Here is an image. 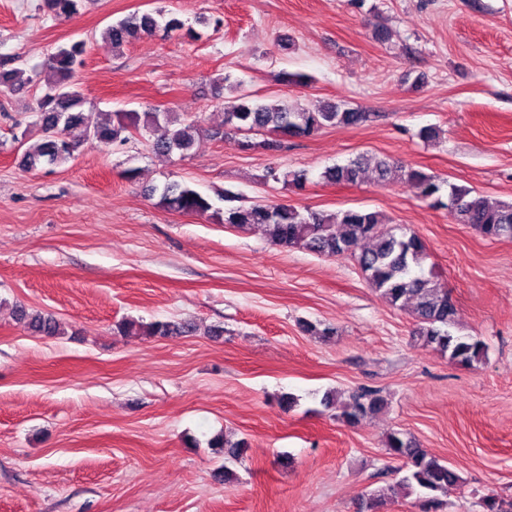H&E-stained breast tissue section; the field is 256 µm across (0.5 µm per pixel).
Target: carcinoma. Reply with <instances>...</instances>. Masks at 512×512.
<instances>
[{
    "mask_svg": "<svg viewBox=\"0 0 512 512\" xmlns=\"http://www.w3.org/2000/svg\"><path fill=\"white\" fill-rule=\"evenodd\" d=\"M83 0H42L43 10L58 19H70L79 14ZM167 33L186 30L194 39L192 29L185 28L179 18L167 15L159 9L152 12L134 13L103 31V36L119 47L157 29ZM85 42L74 41L61 46L49 58L55 80L49 83L38 98V124L43 133L42 142L22 156V166L35 170L38 166L60 164L68 161L74 152L89 142L124 144L132 132L140 129L162 131L152 143L160 154L178 151L188 153L194 146L196 124L179 119L172 112H115L112 120L91 123L84 114V94L74 80L77 69L83 63ZM11 61H0V87L14 89L25 70L9 67ZM370 119L367 112L343 109L328 103L313 112L301 108L288 97L273 102H263L255 95L241 92L225 106L224 126L236 132L269 131L286 137H310L329 126H359ZM373 163L377 182L387 183L394 177L407 182L418 198L432 207H447L463 224H471L489 239L512 238V202L491 203L468 188L436 179L420 170L404 168L386 158L372 161L358 157L342 165L327 168L322 177L336 184H356L360 181L368 163ZM268 176L292 186L298 191L308 181L303 171L277 174L271 167ZM448 188V202H443V188ZM149 194L158 196L157 204L167 210L182 214L218 215L209 197L202 195L186 183L171 182L163 187H152ZM224 214V223L236 228L260 226L275 246L281 248H305L328 257L350 255L356 260L368 285L380 293L392 306L413 302L417 317L413 336L423 347L438 351L448 361L471 367L486 357L485 345L467 335L457 333L456 309L448 289L434 274H425L423 265L428 257L424 242L414 233H407L392 224L382 213L365 210H345L335 213H302L286 204H260L231 208ZM19 319L28 323L31 330L45 336L65 334L61 323L50 313L15 306ZM119 329L129 336L164 337L178 336L188 326L172 321H155L148 324L126 321ZM386 406L380 392L363 388L352 393L341 404V418L356 424L362 418L379 412ZM387 453L402 461L406 475L401 486L408 495H418L426 510L440 506V497L459 486L461 476L448 462L430 455L404 438L400 432L386 437ZM483 512H512V501L495 495L481 500Z\"/></svg>",
    "mask_w": 512,
    "mask_h": 512,
    "instance_id": "carcinoma-1",
    "label": "carcinoma"
}]
</instances>
